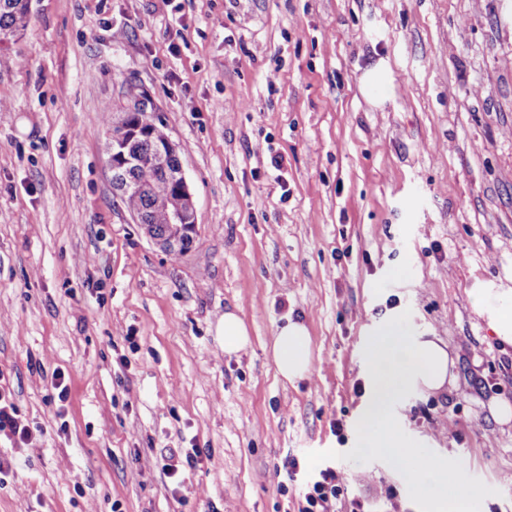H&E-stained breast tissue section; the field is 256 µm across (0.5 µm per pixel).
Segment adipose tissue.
Instances as JSON below:
<instances>
[{"label": "adipose tissue", "mask_w": 512, "mask_h": 512, "mask_svg": "<svg viewBox=\"0 0 512 512\" xmlns=\"http://www.w3.org/2000/svg\"><path fill=\"white\" fill-rule=\"evenodd\" d=\"M474 306L487 313L498 340L512 347V290L475 288ZM399 320L378 329L368 350L367 377L372 398L361 419L359 451L367 457H386L409 475L422 512H478L481 495L463 479L465 464L449 454L429 455L409 444L394 421V403L411 387L429 392L445 389L454 379L453 360L445 344L434 336L406 342ZM278 373L294 382L311 366L310 336L305 325L288 322L273 341Z\"/></svg>", "instance_id": "ef3b65f1"}]
</instances>
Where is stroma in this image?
Listing matches in <instances>:
<instances>
[{"label":"stroma","mask_w":512,"mask_h":512,"mask_svg":"<svg viewBox=\"0 0 512 512\" xmlns=\"http://www.w3.org/2000/svg\"><path fill=\"white\" fill-rule=\"evenodd\" d=\"M31 4L0 49V398L31 431L0 435V512H297L292 459L341 473L339 512H419L357 451L395 312L457 377L406 391L404 436L512 512V422L489 411L512 347L470 296L512 289V0ZM131 84L193 194L178 257L112 186L102 109ZM228 310L250 332L232 355ZM290 320L311 337L293 384L271 355Z\"/></svg>","instance_id":"stroma-1"}]
</instances>
